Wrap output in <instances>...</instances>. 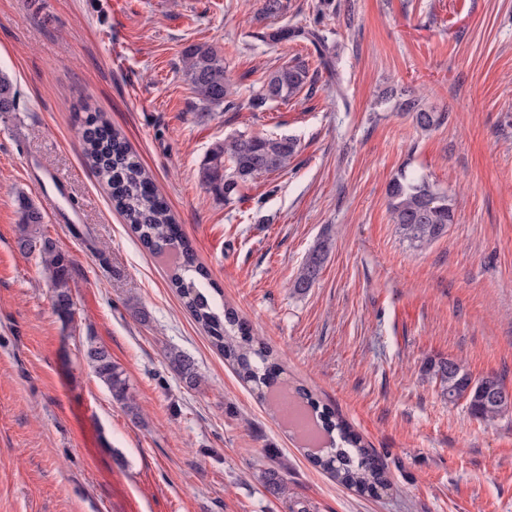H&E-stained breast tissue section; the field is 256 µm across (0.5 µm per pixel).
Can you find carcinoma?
Wrapping results in <instances>:
<instances>
[{"label": "carcinoma", "mask_w": 512, "mask_h": 512, "mask_svg": "<svg viewBox=\"0 0 512 512\" xmlns=\"http://www.w3.org/2000/svg\"><path fill=\"white\" fill-rule=\"evenodd\" d=\"M320 21L312 25H283L258 34L263 41L283 43L310 42L318 52L319 64L334 67L336 48L319 28ZM182 75L195 98L207 110L241 109L265 111L273 102H288L311 82L309 68L303 61L286 64L270 72L258 90L245 102L232 98L230 81L226 75L224 55L212 45L192 44L182 53ZM17 96L11 79L0 72V114L13 112ZM398 109L412 118L416 127L428 131L439 127L445 113L428 110L409 95L398 104ZM298 150L297 140L288 136H260L239 134L215 143L199 167V179L210 193L229 203L239 197L241 187L254 178L288 168ZM84 158L106 179L112 189V199L128 224L138 234L142 245L154 255L174 251L177 264L171 283L183 306L194 321L208 333L211 343L232 366L237 377L257 390L260 399H267V390L275 387L277 363L273 352L255 345V336L249 326L229 308L218 313L209 289L214 283L198 262L192 246L185 241L174 223L166 202L157 193L153 177L136 159L121 134L95 118L86 122L82 133ZM388 209L392 222L414 246L429 245L441 238L448 225L454 223L453 199L433 189L422 176L401 171L387 187ZM19 231L17 245L23 253L35 255L49 272L52 286V305L58 317L72 319L73 261L56 243L41 232L44 215L26 195L18 196ZM329 252V243L319 242L308 252L294 280V290L305 292L319 279ZM84 356L96 376L108 388L112 400L134 418L139 416L138 406L130 392L127 377L112 362L109 351L92 343ZM168 362L173 372L189 388L200 385L202 378L194 358L173 350ZM429 373L438 379L443 395L454 405L464 399L471 414L479 421L493 425L512 413V402L499 396L506 389L497 377L472 379L463 364L452 358H441L430 364ZM322 429L327 435V446L307 451L314 464L322 467L336 482L360 494L374 495L387 487L385 467L378 455L362 438L347 430L343 422H333L323 415ZM339 438H334L333 431ZM258 482L274 497L288 501V479L278 465L260 470Z\"/></svg>", "instance_id": "cac0c4a2"}]
</instances>
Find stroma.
I'll return each instance as SVG.
<instances>
[{"mask_svg":"<svg viewBox=\"0 0 512 512\" xmlns=\"http://www.w3.org/2000/svg\"><path fill=\"white\" fill-rule=\"evenodd\" d=\"M263 0H0V70L16 111L0 115V512H289L258 483L287 469L306 512H512V414L485 426L448 404L427 371L444 357L512 390V0H288L285 23L322 17L337 70L302 43L269 44ZM224 54L247 100L267 74L305 61L313 92L264 112L203 113L182 52ZM445 113L435 130L397 109L406 94ZM120 130L149 169L199 263L280 356V378L335 412L381 458L375 496L336 483L258 402L183 308L169 276L85 163V111ZM288 135V168L231 203L204 189L209 149L238 134ZM455 203L424 248L390 220L400 170ZM69 179L86 238L45 216L73 260L72 321L49 274L17 247L18 194ZM317 283L293 282L320 240ZM148 315L147 323L134 317ZM105 346L141 409L113 401L88 365ZM194 357L187 388L170 350Z\"/></svg>","mask_w":512,"mask_h":512,"instance_id":"35a3bbf8","label":"stroma"}]
</instances>
